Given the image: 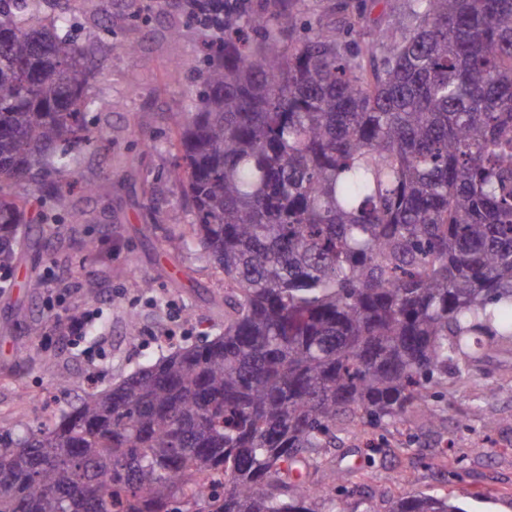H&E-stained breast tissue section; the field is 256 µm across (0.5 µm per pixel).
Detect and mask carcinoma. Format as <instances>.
<instances>
[{
	"label": "carcinoma",
	"mask_w": 512,
	"mask_h": 512,
	"mask_svg": "<svg viewBox=\"0 0 512 512\" xmlns=\"http://www.w3.org/2000/svg\"><path fill=\"white\" fill-rule=\"evenodd\" d=\"M0 0V186L73 208L90 47L69 0ZM381 63L302 24L224 12L181 114L198 249L233 287L224 332L96 391L49 426H0V512H350L290 474L512 345V0H410ZM25 223L0 196V268ZM217 480L214 489L193 477ZM386 512H462L447 497Z\"/></svg>",
	"instance_id": "cac0c4a2"
}]
</instances>
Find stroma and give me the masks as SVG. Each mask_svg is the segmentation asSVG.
<instances>
[{"mask_svg":"<svg viewBox=\"0 0 512 512\" xmlns=\"http://www.w3.org/2000/svg\"><path fill=\"white\" fill-rule=\"evenodd\" d=\"M407 4L292 0L304 23L363 47L377 46ZM71 7L94 35L88 94L112 108L88 115L105 140L83 151L75 168L80 218L63 213L39 224L37 249H16L10 284L0 288V424L59 420L88 392L168 354L170 342L195 344L224 330L228 285L195 246L185 187L169 177L181 155L175 117L202 87V49L215 35L178 7L159 10L146 0H72ZM128 43L135 52L125 51ZM87 182L106 189L83 193ZM53 252L60 264L48 261ZM89 279L96 294L84 287ZM61 282L62 310L95 315L78 340L61 333L46 307ZM34 319L43 320L42 335L27 334ZM443 391L435 425L415 412L340 436L322 449L313 484L325 492L364 484L353 512H386V491L445 495L464 512H512V349L485 342L482 362L449 374ZM478 406L496 418L493 429L475 415Z\"/></svg>","mask_w":512,"mask_h":512,"instance_id":"stroma-1","label":"stroma"}]
</instances>
